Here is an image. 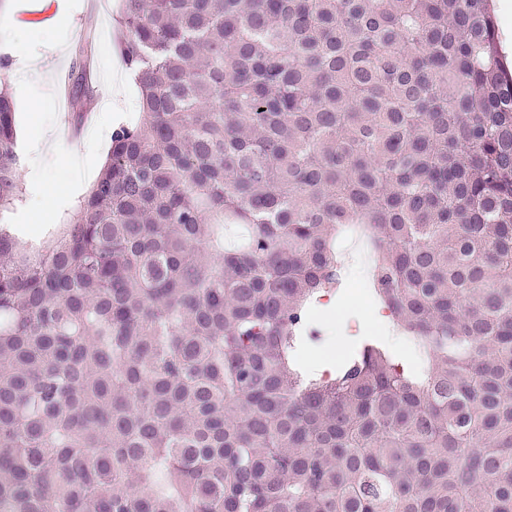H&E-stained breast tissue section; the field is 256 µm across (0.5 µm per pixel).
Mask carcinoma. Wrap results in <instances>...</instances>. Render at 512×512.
Instances as JSON below:
<instances>
[{
	"label": "carcinoma",
	"instance_id": "carcinoma-1",
	"mask_svg": "<svg viewBox=\"0 0 512 512\" xmlns=\"http://www.w3.org/2000/svg\"><path fill=\"white\" fill-rule=\"evenodd\" d=\"M123 2L140 123L52 244L0 229V512H512L493 0ZM21 163L1 87L0 214ZM361 225L416 358L365 335L317 377Z\"/></svg>",
	"mask_w": 512,
	"mask_h": 512
}]
</instances>
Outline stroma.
I'll return each mask as SVG.
<instances>
[{
	"label": "stroma",
	"mask_w": 512,
	"mask_h": 512,
	"mask_svg": "<svg viewBox=\"0 0 512 512\" xmlns=\"http://www.w3.org/2000/svg\"><path fill=\"white\" fill-rule=\"evenodd\" d=\"M53 15L43 23L25 21L32 0H7L0 8V55L20 57L21 65L0 70L15 101V126L23 157L20 174L23 195L4 222L22 241L40 245L52 240L65 227L77 202L84 195L79 180L70 171L57 168V154L76 151L87 155L96 169H103L111 146L110 134L121 123L135 121L138 92L125 82L121 112L105 107L112 92L111 74L119 66L114 37H101L99 19L90 14L87 0H51ZM85 51L91 67L100 73L92 83V96L84 107H60L55 75L70 68L76 53ZM43 169L42 181L27 180L32 165ZM364 277L357 269L346 272V297L338 315L326 325L329 342L344 354L350 316H357L369 332L377 327L362 291Z\"/></svg>",
	"instance_id": "stroma-1"
}]
</instances>
